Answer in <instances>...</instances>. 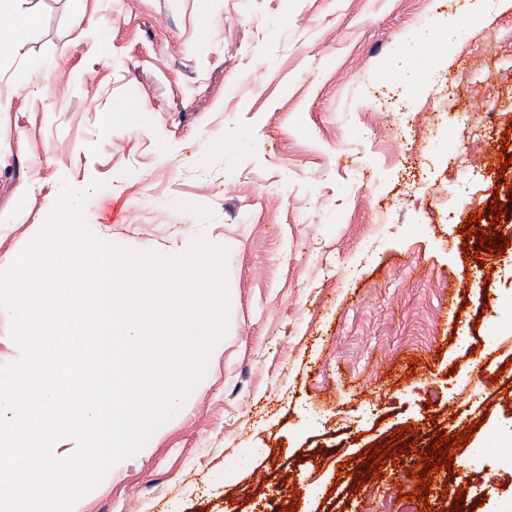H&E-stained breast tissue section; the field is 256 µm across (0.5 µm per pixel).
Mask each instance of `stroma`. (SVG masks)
I'll list each match as a JSON object with an SVG mask.
<instances>
[{
	"mask_svg": "<svg viewBox=\"0 0 512 512\" xmlns=\"http://www.w3.org/2000/svg\"><path fill=\"white\" fill-rule=\"evenodd\" d=\"M17 5L35 22L0 54V268L63 179L103 181L85 214L111 243L229 249L205 377L74 512H382L419 485L405 448L469 425L417 512H512V244L461 233L512 185V8Z\"/></svg>",
	"mask_w": 512,
	"mask_h": 512,
	"instance_id": "stroma-1",
	"label": "stroma"
}]
</instances>
